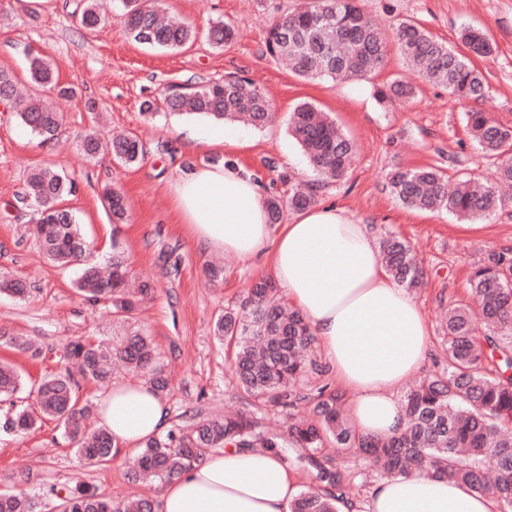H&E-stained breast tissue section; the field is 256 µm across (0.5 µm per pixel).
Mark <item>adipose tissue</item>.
Returning <instances> with one entry per match:
<instances>
[{"mask_svg": "<svg viewBox=\"0 0 512 512\" xmlns=\"http://www.w3.org/2000/svg\"><path fill=\"white\" fill-rule=\"evenodd\" d=\"M175 210L197 242L240 259L268 258L272 275L309 322L343 389L354 423L386 439L405 420L399 393L429 348L426 317L387 273L371 225L333 205H315L273 228L267 189L235 164H203L170 186ZM100 426L133 453L169 426L166 399L145 380L113 383L96 401ZM299 485L278 455L227 447L162 489L158 512H290ZM494 497L428 475L377 481L340 512H502Z\"/></svg>", "mask_w": 512, "mask_h": 512, "instance_id": "adipose-tissue-1", "label": "adipose tissue"}]
</instances>
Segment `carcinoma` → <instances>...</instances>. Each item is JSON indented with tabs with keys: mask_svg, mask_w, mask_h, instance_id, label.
<instances>
[{
	"mask_svg": "<svg viewBox=\"0 0 512 512\" xmlns=\"http://www.w3.org/2000/svg\"><path fill=\"white\" fill-rule=\"evenodd\" d=\"M79 24L93 31L106 23L98 0H81ZM118 17L136 43L150 47L181 49L195 42L196 27L174 20L162 9L163 0H116ZM234 24L212 20L207 39L222 48L237 39ZM458 40L467 49L461 54L436 39L418 21L404 19L393 35L365 12L360 0H301L273 20L265 42V53L288 62L291 71L305 81L340 82L360 78L382 67L389 44H394L407 65L425 78L448 89L459 102L477 103L486 98L487 81L473 63L488 57L493 45L479 27H466ZM57 66L43 55L29 58V82L59 96L74 94V88L57 82ZM416 88L394 80L376 91L384 107L408 105ZM14 103L13 114L41 142L56 138L62 116L49 99L18 94L15 76L0 70V98ZM163 107L173 113L205 117L216 122L242 121L263 128L276 118L268 96L245 79L228 76L219 82L194 83L186 90L166 88ZM472 141L483 152L500 159L490 178L464 176L448 191V179L439 168H398L390 176V192L403 205L421 211H446L465 223L488 219L504 206L499 185L512 183V126L491 113L472 108L465 113ZM288 130L305 154L317 178L304 192L285 198L273 194L266 200L269 223H282L285 211L292 213L313 206L319 192L331 181L345 179L353 155V144L337 127L335 119L309 102L290 113ZM85 157L108 154L124 166L144 160L140 140L119 134L109 140L94 132L78 137ZM75 179L51 167H35L26 177L19 202L32 207V220L45 257L59 267L82 265L75 288L88 302L104 303L125 322L134 317L139 303L152 296L148 282L137 291L129 289L130 266L122 247L112 243L108 271L87 262L90 242L68 209L60 201L75 192ZM102 202L113 222L127 218L128 203L121 189L105 188ZM386 271L408 290L421 285L424 270L416 252L399 235L386 232L379 240ZM472 294L481 299L479 311L466 303L448 308L444 327L446 366L438 374L420 380L404 396L406 427L391 439L375 441L360 436L343 416V395L323 386L307 393L300 378L319 365L307 354L315 342L309 323L297 310L286 308L274 281L254 283L242 306L226 309L214 319L213 332L223 342L231 360L237 388L250 408L224 418H202L185 413L164 434L151 439L128 460L127 478L134 484L163 486L200 462L205 453L227 445L237 448H267L277 455L292 444L299 454L284 457L290 465L305 464L316 470L318 485L301 490L291 512H337L348 502L350 474L319 459L325 443L340 451L358 450L380 477L426 473L463 483L470 490L497 498L512 512V251H490L470 280ZM0 293L21 299L29 288L19 278L0 276ZM0 348L18 349L34 357L40 348L0 328ZM81 379L70 369L41 378L31 387L34 401L0 415V432L23 435L46 420L56 423L73 444L74 453L90 466L107 464L118 456L112 436L103 427L92 428L87 420L96 409L80 396L81 381L107 384L112 379V361L144 377L164 394L170 380L150 336L139 328L126 331L111 345L74 341L64 352ZM17 368L0 361V403L13 402L24 389ZM313 405L314 419L294 421L285 432L260 429L257 413L264 407L293 409ZM493 459L494 476L485 462ZM58 512H155L153 499L138 497L117 501L97 488L79 484L64 491L52 486ZM0 512H37L31 498L0 491Z\"/></svg>",
	"mask_w": 512,
	"mask_h": 512,
	"instance_id": "obj_1",
	"label": "carcinoma"
}]
</instances>
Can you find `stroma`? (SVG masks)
Returning a JSON list of instances; mask_svg holds the SVG:
<instances>
[{"label": "stroma", "instance_id": "stroma-1", "mask_svg": "<svg viewBox=\"0 0 512 512\" xmlns=\"http://www.w3.org/2000/svg\"><path fill=\"white\" fill-rule=\"evenodd\" d=\"M295 0H165L168 13L205 28L209 20L232 21L239 29L230 46L215 49L205 40L178 50L155 49L132 41L116 16L114 0H101L109 20L99 29H81L74 16L78 0H0V69L27 85L26 53L34 51L57 64L60 83L76 93L54 98L63 116L58 138L41 143L0 104V273L22 277L30 297L0 295V327L34 338L40 359L1 350L28 383L59 370L65 346L91 338L110 342L123 331L111 309L79 296L75 268H61L41 253L30 232L31 212L18 201L27 172L52 166L73 174L77 188L63 204L76 216L94 249L90 262L105 264L113 243L125 250L136 278L153 281L157 291L136 316L151 336L171 376L167 396L171 416L183 412L220 416L246 406L237 391L225 350L212 333L215 316L237 305L262 277L264 259L222 255L224 280L208 283L203 266L216 258L195 243L173 211L169 186L181 170L208 162V148L183 145V129L213 128L206 118L171 114L145 121L141 104L159 98L164 87L236 75L252 81L272 101L276 118L262 129L228 124L243 142L229 157L271 191L288 193L312 172L288 133V114L303 101L331 113L356 146L348 178L326 185L320 204H336L373 225L390 230L415 247L426 273L415 293L431 330V344L421 367L432 374L444 366L442 325L449 306L467 299L468 281L485 250L512 249V201L483 225L462 226L454 217L404 207L389 193L387 181L401 167H441L449 181L461 176H492L497 162L480 151L465 128L466 105L444 87L422 82L397 52L367 78L341 85L306 82L266 55L271 22ZM367 13L382 24L415 19L436 38L461 49L458 32L470 24L482 28L494 51L477 60L488 81L481 109L512 125V0H363ZM400 79L417 86L408 106L383 108L377 88ZM95 130L102 137L125 132L146 149L142 163L125 167L110 157L87 159L77 134ZM121 189L129 202L126 223L115 225L102 205L104 186ZM84 483L114 499L139 493L128 481L122 460L100 466L81 461L54 422L27 435L0 433V490L22 491L53 512L50 486Z\"/></svg>", "mask_w": 512, "mask_h": 512}]
</instances>
